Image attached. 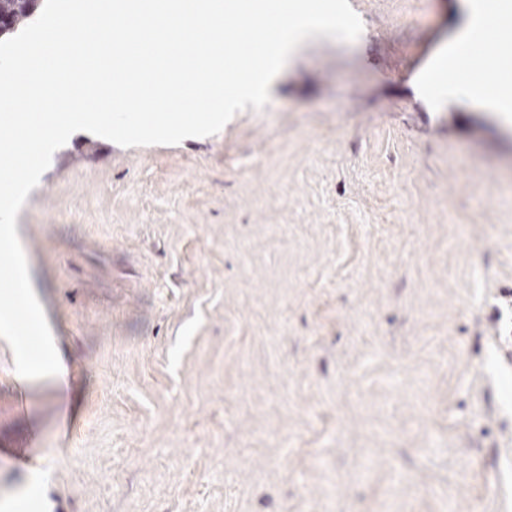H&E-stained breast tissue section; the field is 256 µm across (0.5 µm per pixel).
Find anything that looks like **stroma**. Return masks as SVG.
<instances>
[{"label":"stroma","mask_w":512,"mask_h":512,"mask_svg":"<svg viewBox=\"0 0 512 512\" xmlns=\"http://www.w3.org/2000/svg\"><path fill=\"white\" fill-rule=\"evenodd\" d=\"M349 3L219 133L54 153L16 231L62 376L0 338V512L512 506V121L423 84L470 0Z\"/></svg>","instance_id":"obj_1"}]
</instances>
